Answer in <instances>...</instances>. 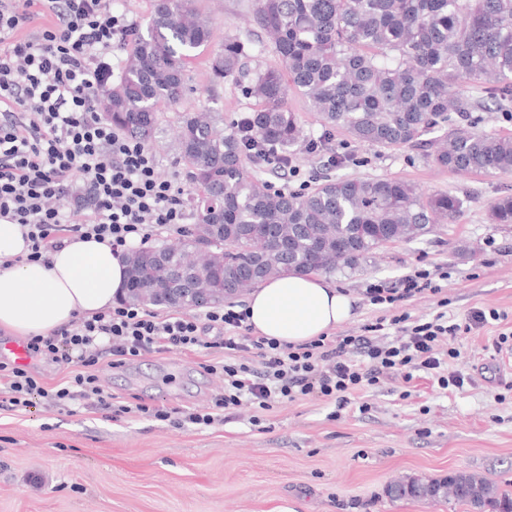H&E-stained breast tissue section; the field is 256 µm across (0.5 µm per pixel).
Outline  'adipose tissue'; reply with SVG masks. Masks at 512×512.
<instances>
[{
	"mask_svg": "<svg viewBox=\"0 0 512 512\" xmlns=\"http://www.w3.org/2000/svg\"><path fill=\"white\" fill-rule=\"evenodd\" d=\"M26 252L19 225L0 224V327L20 337L44 336L111 308L127 281L124 259L105 241L72 239L45 262L26 260ZM352 304L321 278L288 275L256 288L248 322L258 335L301 344L346 322Z\"/></svg>",
	"mask_w": 512,
	"mask_h": 512,
	"instance_id": "adipose-tissue-1",
	"label": "adipose tissue"
}]
</instances>
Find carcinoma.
Returning <instances> with one entry per match:
<instances>
[{
    "instance_id": "1",
    "label": "carcinoma",
    "mask_w": 512,
    "mask_h": 512,
    "mask_svg": "<svg viewBox=\"0 0 512 512\" xmlns=\"http://www.w3.org/2000/svg\"><path fill=\"white\" fill-rule=\"evenodd\" d=\"M254 21L270 35L278 64L245 71L254 43L235 36L211 59L218 83L236 75L256 106L224 129L210 112L183 115L178 138L190 167L196 223L177 246L136 252L128 277L147 289L142 306H200L186 289L163 292L183 275L197 287L235 297L269 278L354 267L388 242H410L451 223L461 201L423 196L396 179H329L307 194L270 191L247 170L252 147L284 163L303 139L288 106L294 90L327 130L380 150L427 145L433 162L461 175L512 170V136L475 128L472 113L512 104V0H255ZM213 27L194 0L153 3L136 32L120 81L111 86L112 127L150 145L164 105L180 103L187 65L211 42ZM470 83L480 96L454 88ZM493 224H512V195L489 208ZM388 497L454 500L473 512H512V496L466 471L387 484Z\"/></svg>"
}]
</instances>
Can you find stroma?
<instances>
[{
  "mask_svg": "<svg viewBox=\"0 0 512 512\" xmlns=\"http://www.w3.org/2000/svg\"><path fill=\"white\" fill-rule=\"evenodd\" d=\"M213 23L215 39H254V0H195ZM212 47L200 48L185 79L192 92L163 109L153 150L162 176L188 186L179 155L182 113L201 108L227 125L253 101L235 78L211 81ZM308 139L323 150L304 153L299 180L289 191L307 193L322 180L399 179L428 194L458 196L456 219L412 242L376 251L352 269L326 275L348 293L351 318L331 336H358L389 315L370 304L368 284L392 282L417 270L441 281L439 293L401 304L412 319L444 311L463 321L478 310L501 312L500 320L462 334L449 374L459 389L432 381L387 382L356 392L335 412L331 403L306 398L276 405L252 424V408L206 428H174L139 418L110 421L96 404L72 411L50 409L42 399L23 411L0 410V512H470L458 502L393 500L384 493L398 476L441 478L465 470L512 494V353L495 343L512 332V224H494L489 207L512 194V171L458 175L437 167L429 148L376 150L338 131H325L305 100L290 94ZM342 164L327 165L328 156ZM200 354L147 355L122 367L101 359L97 375L106 393L169 408L208 407L224 385Z\"/></svg>",
  "mask_w": 512,
  "mask_h": 512,
  "instance_id": "35a3bbf8",
  "label": "stroma"
}]
</instances>
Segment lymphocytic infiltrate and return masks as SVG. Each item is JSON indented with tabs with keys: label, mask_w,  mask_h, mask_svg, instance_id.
Instances as JSON below:
<instances>
[{
	"label": "lymphocytic infiltrate",
	"mask_w": 512,
	"mask_h": 512,
	"mask_svg": "<svg viewBox=\"0 0 512 512\" xmlns=\"http://www.w3.org/2000/svg\"><path fill=\"white\" fill-rule=\"evenodd\" d=\"M132 30L113 13L112 0H0V223L22 227L27 260L91 236L124 256L134 244L187 229L185 189L162 178L154 151L112 128L97 107L112 76V45ZM71 197L75 205L57 208ZM439 290L430 272L417 271L369 284L365 295L371 304L394 306ZM248 316L242 303L198 315L119 302L29 340L30 356L77 366L65 384L45 388L31 370L1 361L0 410L27 408L36 397L60 409L93 399L112 421L143 417L175 428L208 427L244 406L267 411L308 397L341 409L362 387L408 383L417 371L443 389L464 384L445 375V361L457 351L443 342L465 327L443 312L423 323L402 313L375 323L370 336L323 335L298 345L253 335ZM388 324L397 326V336L383 335ZM199 350L224 353L207 366L222 374L224 387L206 412L114 404L95 372L105 356L120 366L149 354ZM243 351L255 354L257 364L237 361Z\"/></svg>",
	"instance_id": "f902f5d3"
}]
</instances>
